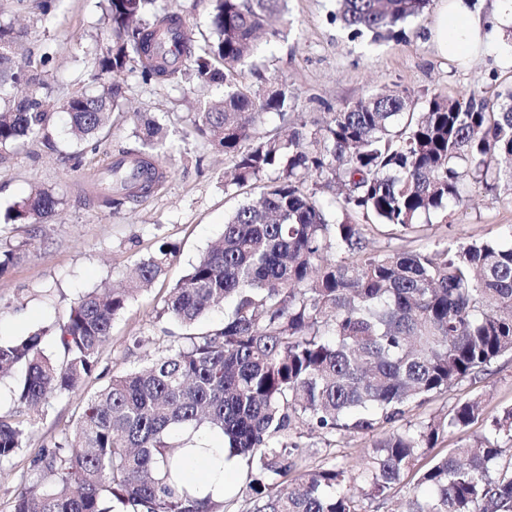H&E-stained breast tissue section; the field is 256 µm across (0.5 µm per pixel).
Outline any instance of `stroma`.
Segmentation results:
<instances>
[{
    "label": "stroma",
    "mask_w": 512,
    "mask_h": 512,
    "mask_svg": "<svg viewBox=\"0 0 512 512\" xmlns=\"http://www.w3.org/2000/svg\"><path fill=\"white\" fill-rule=\"evenodd\" d=\"M440 6L441 0H431L424 14L408 25L406 41L372 46L367 39L351 38L336 22L332 0H286L276 24L278 37L259 42L244 69L245 83L257 92L283 82L293 93L285 112L266 114L263 132H285L376 93L440 91L461 98L476 88L492 92L511 83L512 65L499 55L500 38H493L464 65L438 52L432 30ZM0 22L12 24L20 34L16 63L52 51L51 62L40 71L38 94L59 100L93 91L86 61L104 44L101 0H60L49 15L42 14L40 0H0ZM118 80L125 91L124 107L113 112L109 134L96 151L85 154L81 166L68 160L73 147L60 129L54 132L56 149L26 139L0 151V252L20 250L19 258L0 275V342L44 329L46 354L59 356L53 330L79 296L119 284L127 268L160 242L176 243L179 251L164 274L116 317L93 378L80 390L52 397L39 412L24 415L26 446L0 464V512H10L18 490L36 481L32 461L41 449L73 434L89 394L107 384L112 374L144 365L186 336L185 328L160 314L169 289L222 235L227 214L260 191L255 184H226L230 161L190 134L195 114L220 95V88L193 78L146 83L131 71ZM152 117L168 131L162 187L136 202L112 209L102 206L88 190V180L104 172L119 151L133 146L135 125ZM35 185L55 192L60 200L57 213L35 224L7 223L10 207ZM511 224L512 204L477 185L468 201L449 206L446 224L416 234L400 232L392 239L382 234L376 243L428 251L451 238L503 239ZM473 398L481 399L486 414L512 406V353L494 360L476 380L430 397L399 425L418 426ZM372 442L368 433L324 437L306 432L299 439L307 469L334 462L358 468Z\"/></svg>",
    "instance_id": "1"
}]
</instances>
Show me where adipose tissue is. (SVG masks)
<instances>
[{
	"label": "adipose tissue",
	"instance_id": "1",
	"mask_svg": "<svg viewBox=\"0 0 512 512\" xmlns=\"http://www.w3.org/2000/svg\"><path fill=\"white\" fill-rule=\"evenodd\" d=\"M486 24L477 9L465 0H445L436 30L440 52L458 62H466L484 44ZM193 444L181 451L178 467L182 483L200 499H226L234 490L237 458L224 446V437L211 431H196Z\"/></svg>",
	"mask_w": 512,
	"mask_h": 512
}]
</instances>
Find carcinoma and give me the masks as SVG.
<instances>
[{
  "label": "carcinoma",
  "mask_w": 512,
  "mask_h": 512,
  "mask_svg": "<svg viewBox=\"0 0 512 512\" xmlns=\"http://www.w3.org/2000/svg\"><path fill=\"white\" fill-rule=\"evenodd\" d=\"M211 2V35L201 43L185 17L158 12L155 0H106L107 47L91 63L99 88L58 106L13 96L25 73L9 55L15 30L0 24V101L8 104L0 150L30 137L55 147L59 110L78 166L123 108L114 76L135 68L167 82L190 64L201 84L224 87L221 104L196 113L194 133L231 160V184L274 174L257 200L225 218L220 239L164 300L162 312L182 326L227 303L223 323L93 392L77 418L78 444L64 439L42 449L33 460L41 482L18 491L12 512H114L116 503L123 512H232L233 500L198 499L173 486L171 467L184 447L174 433L185 427L224 434L245 468L247 512H362L352 487L361 483L362 495L383 499L410 473L425 494L411 497L405 512H512V466L500 463L499 444L512 442V407L491 416L477 446L460 445L424 470L416 468L423 449L474 422L481 401L417 429L395 426L428 397L512 353V242H448L421 252L370 241L378 226L409 233L423 219H447L448 205L466 201L475 184L512 196V167H492L512 158V83L462 101L439 92L422 101L370 95L313 128L263 134L264 114L284 111L291 92L257 94L241 76L257 33L277 37L270 21L284 0ZM429 4L336 0L334 17L356 38L398 42ZM164 149L161 124L147 125L140 146L113 161L115 191H99L101 203L110 208L156 190ZM313 178L336 186L334 215L306 189ZM58 205L50 190L35 188L8 219L28 224ZM176 253L163 241L129 267L127 287L79 298L58 325L59 359L45 355L40 332L0 343V377L24 369L21 411L93 377L114 319ZM301 428L381 437L358 471L332 463L285 490L303 461L293 441ZM24 436L16 415H0V464L24 448Z\"/></svg>",
  "instance_id": "1"
}]
</instances>
